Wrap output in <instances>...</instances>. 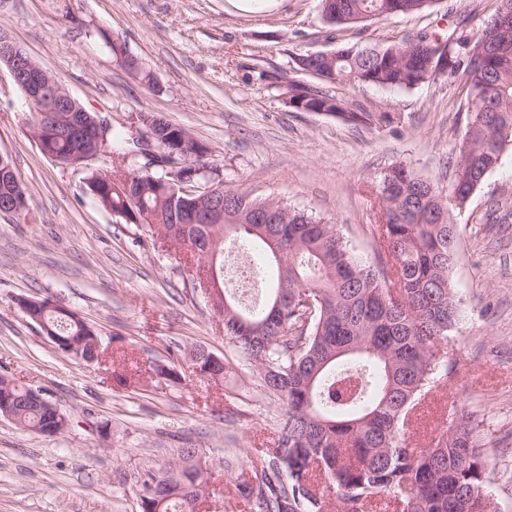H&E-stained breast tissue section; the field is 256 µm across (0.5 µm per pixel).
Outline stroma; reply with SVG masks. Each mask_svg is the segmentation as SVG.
I'll return each mask as SVG.
<instances>
[{
  "label": "stroma",
  "mask_w": 512,
  "mask_h": 512,
  "mask_svg": "<svg viewBox=\"0 0 512 512\" xmlns=\"http://www.w3.org/2000/svg\"><path fill=\"white\" fill-rule=\"evenodd\" d=\"M79 24L61 23L48 0H0V29L89 110L116 127L154 112L186 127L209 150L227 187L288 201L341 225L357 257L383 265L372 235L382 214L372 180L402 164L447 189L448 163L465 130L468 78L436 76L412 89L331 84L354 110L390 122L355 126L301 112L283 97L285 77L310 82L294 58L341 45L387 46L419 30L446 34L491 16L498 0H432L423 10L340 26L320 0H69ZM150 71L146 84L108 42ZM32 115L0 64V155L29 188L28 215H0V374L43 390L66 415L57 435L0 417V512H141L138 481L183 448L213 466L222 493L206 512H249L237 481L255 479L280 435L282 411L256 377L204 381L183 367L172 384L138 366L202 348L240 363L224 320L166 243L117 219L87 191L86 171L43 156ZM451 279L460 302L448 338L455 372L428 397L414 443L443 426L448 403L482 420L485 490L512 512V155L467 204ZM53 300L104 337L88 364L56 350L19 307Z\"/></svg>",
  "instance_id": "35a3bbf8"
}]
</instances>
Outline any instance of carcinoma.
<instances>
[{"mask_svg": "<svg viewBox=\"0 0 512 512\" xmlns=\"http://www.w3.org/2000/svg\"><path fill=\"white\" fill-rule=\"evenodd\" d=\"M321 2L326 21L337 26L411 14L430 0ZM505 13L512 16V0H499L475 35L418 32L379 48L338 47L334 57L314 61L335 81L412 89L437 76L446 49L448 73L470 78L466 130L451 160L455 198L442 196L431 180L401 164L377 180L383 222L373 226L374 238L388 259L380 270L357 261L337 225L280 200L238 192L224 210V223H191L210 199L187 195L175 183H156L160 175L151 159L122 130H111L109 140L113 155L127 160L131 185L96 184L89 171L86 187L100 195V205L177 249L195 248L197 275L224 285V266L246 239L260 245L276 269V284L261 305L243 308L227 296L213 305L224 317V339L284 408L281 435L267 450L260 481L236 485L252 512H372L382 500L400 512H494L485 492L481 430L465 407H454L426 447H410L407 436L425 397L454 369L439 350L458 316L450 273L459 230L452 212L512 152V25H504ZM291 103L355 125L389 119L384 112H355L321 87ZM37 111L47 130L39 150L61 164L77 150L68 134L69 115L54 111L51 95ZM152 131L154 143L166 150L193 137L169 121ZM189 160L211 167L216 188L226 190L207 149ZM16 190L27 193L18 174L0 166V196ZM40 304L49 332L83 344L85 353L102 343L76 312L49 299ZM191 359L202 380L236 372L203 349L193 350ZM350 374L359 384L344 391L339 382ZM6 389L20 400L15 424L44 432L53 414L21 403L26 387L14 380ZM199 461L196 449L183 448L177 463L147 470L141 512H194L196 502L216 494L210 467Z\"/></svg>", "mask_w": 512, "mask_h": 512, "instance_id": "carcinoma-1", "label": "carcinoma"}]
</instances>
